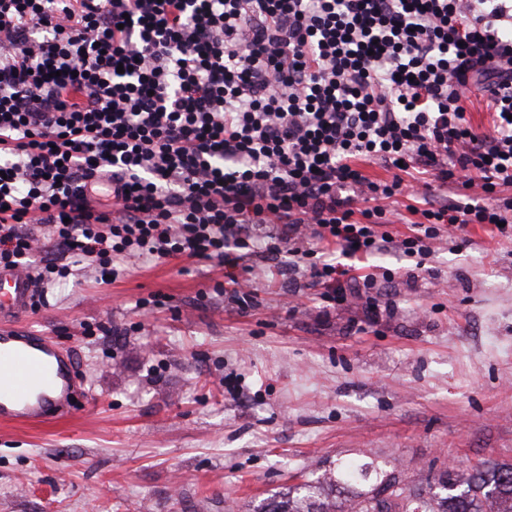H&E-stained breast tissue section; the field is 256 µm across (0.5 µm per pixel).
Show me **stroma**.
<instances>
[{
    "mask_svg": "<svg viewBox=\"0 0 512 512\" xmlns=\"http://www.w3.org/2000/svg\"><path fill=\"white\" fill-rule=\"evenodd\" d=\"M468 237L415 274L370 257L395 274L373 314L255 258L245 312L210 261L46 289L28 320L75 350L88 399L0 423V512H251L341 461L408 483L512 463V242Z\"/></svg>",
    "mask_w": 512,
    "mask_h": 512,
    "instance_id": "stroma-1",
    "label": "stroma"
}]
</instances>
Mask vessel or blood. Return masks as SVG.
<instances>
[{
	"label": "vessel or blood",
	"mask_w": 512,
	"mask_h": 512,
	"mask_svg": "<svg viewBox=\"0 0 512 512\" xmlns=\"http://www.w3.org/2000/svg\"><path fill=\"white\" fill-rule=\"evenodd\" d=\"M34 296L27 273L0 269V422L61 418L81 391L74 355L23 322Z\"/></svg>",
	"instance_id": "obj_1"
}]
</instances>
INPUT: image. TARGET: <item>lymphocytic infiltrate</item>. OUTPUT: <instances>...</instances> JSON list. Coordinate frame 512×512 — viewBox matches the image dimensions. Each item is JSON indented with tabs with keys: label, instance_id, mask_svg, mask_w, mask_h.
<instances>
[{
	"label": "lymphocytic infiltrate",
	"instance_id": "obj_1",
	"mask_svg": "<svg viewBox=\"0 0 512 512\" xmlns=\"http://www.w3.org/2000/svg\"><path fill=\"white\" fill-rule=\"evenodd\" d=\"M458 173L480 197L394 235L385 200ZM508 187L512 0H0V268L35 288L73 277L68 255L113 280L130 258L208 260L241 307L255 256L350 304L394 280L354 260L420 269L472 224L512 238ZM468 95L469 99L465 102L466 118L476 129L488 130L491 126L492 114L486 109L485 98L475 89Z\"/></svg>",
	"mask_w": 512,
	"mask_h": 512
}]
</instances>
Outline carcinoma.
<instances>
[{"label":"carcinoma","mask_w":512,"mask_h":512,"mask_svg":"<svg viewBox=\"0 0 512 512\" xmlns=\"http://www.w3.org/2000/svg\"><path fill=\"white\" fill-rule=\"evenodd\" d=\"M458 483L445 471L437 491L429 482L407 488L392 471L345 461L328 478L305 481L295 499L272 495L255 512H512V464L491 463L475 469L464 488ZM338 484L350 493L339 503L331 498Z\"/></svg>","instance_id":"cac0c4a2"}]
</instances>
